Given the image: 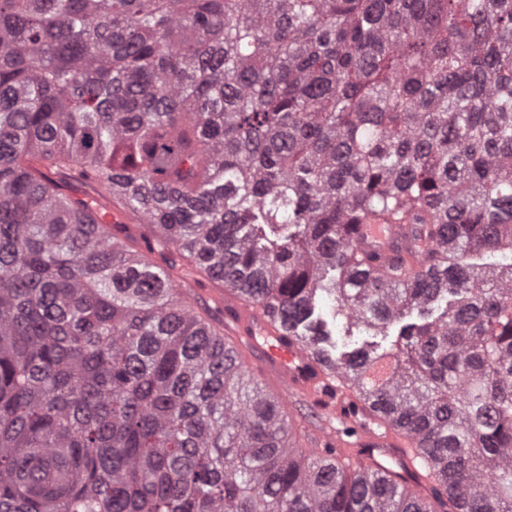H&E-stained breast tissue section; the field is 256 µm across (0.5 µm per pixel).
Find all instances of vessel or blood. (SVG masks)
Wrapping results in <instances>:
<instances>
[{
    "instance_id": "b4317fda",
    "label": "vessel or blood",
    "mask_w": 512,
    "mask_h": 512,
    "mask_svg": "<svg viewBox=\"0 0 512 512\" xmlns=\"http://www.w3.org/2000/svg\"><path fill=\"white\" fill-rule=\"evenodd\" d=\"M209 298L223 312L224 335L247 368L286 400L312 409L308 430L316 451L339 459L359 455L373 466L389 457L416 469L421 459L417 449L389 426L374 423L343 377L324 372L263 307L221 290L210 292Z\"/></svg>"
}]
</instances>
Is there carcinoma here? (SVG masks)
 Here are the masks:
<instances>
[{
    "instance_id": "obj_1",
    "label": "carcinoma",
    "mask_w": 512,
    "mask_h": 512,
    "mask_svg": "<svg viewBox=\"0 0 512 512\" xmlns=\"http://www.w3.org/2000/svg\"><path fill=\"white\" fill-rule=\"evenodd\" d=\"M171 254L428 486L300 444ZM0 512H512V0H0ZM320 312L322 317L328 322L330 329L332 330L333 340L336 341L338 350L347 347L349 349L362 347L369 345L372 342H381L384 347H388L392 340H395V336H389L386 340H382V336H371L372 333L366 332L360 329L353 331L351 336H346L342 322L336 320L333 316L332 303L328 298H324L319 304Z\"/></svg>"
}]
</instances>
